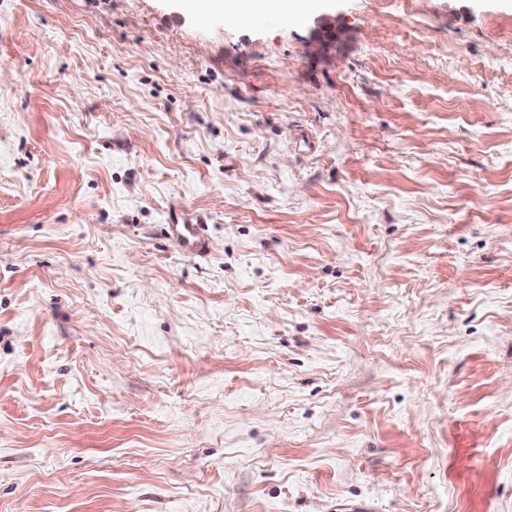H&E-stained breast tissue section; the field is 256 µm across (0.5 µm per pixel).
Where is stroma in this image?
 <instances>
[{"instance_id":"stroma-1","label":"stroma","mask_w":512,"mask_h":512,"mask_svg":"<svg viewBox=\"0 0 512 512\" xmlns=\"http://www.w3.org/2000/svg\"><path fill=\"white\" fill-rule=\"evenodd\" d=\"M0 512H512V0H0ZM203 224H180L178 218L168 224L171 235L176 239L185 254H197L207 247L202 229Z\"/></svg>"}]
</instances>
